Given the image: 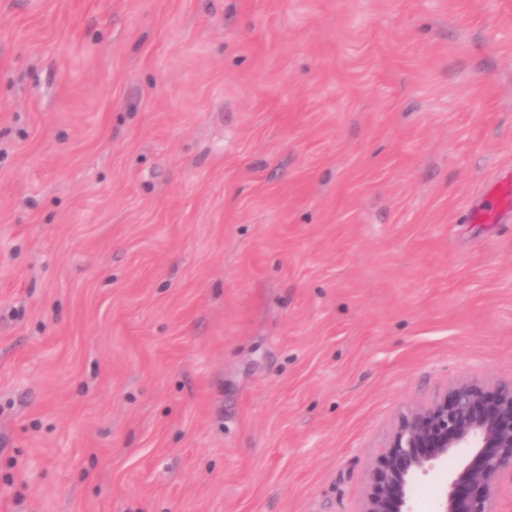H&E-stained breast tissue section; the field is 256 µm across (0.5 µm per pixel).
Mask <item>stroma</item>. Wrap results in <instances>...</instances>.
<instances>
[{
  "instance_id": "35a3bbf8",
  "label": "stroma",
  "mask_w": 512,
  "mask_h": 512,
  "mask_svg": "<svg viewBox=\"0 0 512 512\" xmlns=\"http://www.w3.org/2000/svg\"><path fill=\"white\" fill-rule=\"evenodd\" d=\"M511 175L512 0H0V512H357Z\"/></svg>"
}]
</instances>
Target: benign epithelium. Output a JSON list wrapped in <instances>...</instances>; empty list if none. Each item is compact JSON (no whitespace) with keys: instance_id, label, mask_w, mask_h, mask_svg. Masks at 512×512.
Listing matches in <instances>:
<instances>
[{"instance_id":"7a95c632","label":"benign epithelium","mask_w":512,"mask_h":512,"mask_svg":"<svg viewBox=\"0 0 512 512\" xmlns=\"http://www.w3.org/2000/svg\"><path fill=\"white\" fill-rule=\"evenodd\" d=\"M461 448L471 459L446 483L434 512H498L500 485L512 482V383L461 380L430 404L401 413L371 463L358 512H414L415 477Z\"/></svg>"}]
</instances>
